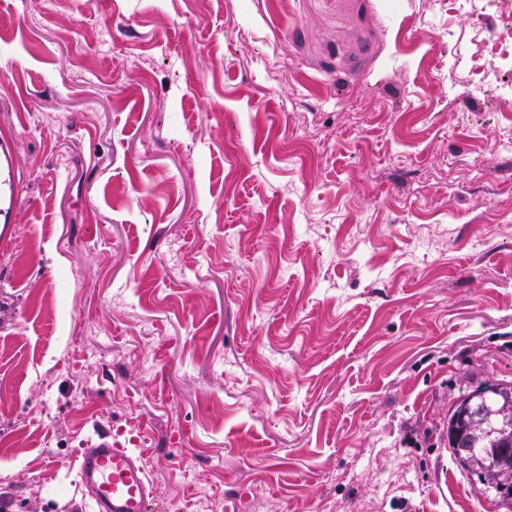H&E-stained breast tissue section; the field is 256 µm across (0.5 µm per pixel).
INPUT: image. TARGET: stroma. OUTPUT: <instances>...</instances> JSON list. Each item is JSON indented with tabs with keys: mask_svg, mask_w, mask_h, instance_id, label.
Returning <instances> with one entry per match:
<instances>
[{
	"mask_svg": "<svg viewBox=\"0 0 512 512\" xmlns=\"http://www.w3.org/2000/svg\"><path fill=\"white\" fill-rule=\"evenodd\" d=\"M503 24L448 0H0V512H507L440 442L512 387ZM511 19L499 32L496 42L488 49L487 64L496 68H507L512 71V6L509 9ZM10 165H11L10 150H9L8 144L6 142L2 141L0 143V220H1V216H2L4 224H8L11 222L12 209H11L10 201H9L8 207L1 208V200H2V197H4V198L7 197V194H8L7 186L9 189V196H10L11 185H10V182L9 181L7 182L6 179L5 180L1 179V173H2V171L5 172L6 170H9ZM79 457L82 489L98 512H146L151 483L144 454L99 434Z\"/></svg>",
	"mask_w": 512,
	"mask_h": 512,
	"instance_id": "1",
	"label": "stroma"
}]
</instances>
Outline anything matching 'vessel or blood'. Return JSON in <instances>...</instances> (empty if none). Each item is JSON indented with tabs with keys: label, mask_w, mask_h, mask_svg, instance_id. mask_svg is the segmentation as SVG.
Wrapping results in <instances>:
<instances>
[{
	"label": "vessel or blood",
	"mask_w": 512,
	"mask_h": 512,
	"mask_svg": "<svg viewBox=\"0 0 512 512\" xmlns=\"http://www.w3.org/2000/svg\"><path fill=\"white\" fill-rule=\"evenodd\" d=\"M78 466L96 512H147L151 483L141 450L98 434L83 449Z\"/></svg>",
	"instance_id": "1"
}]
</instances>
